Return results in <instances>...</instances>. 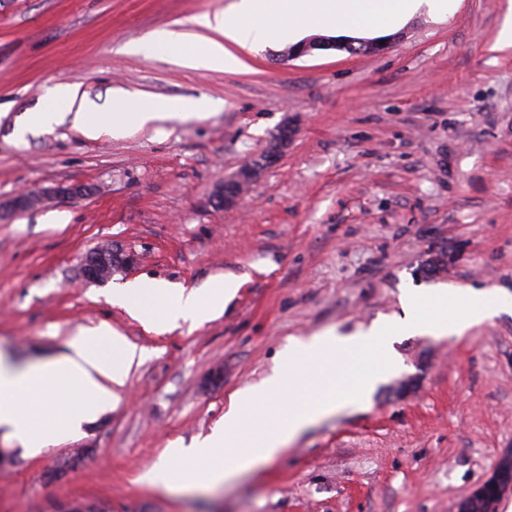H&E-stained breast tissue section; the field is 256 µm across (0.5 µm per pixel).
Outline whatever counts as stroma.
<instances>
[{
    "instance_id": "35a3bbf8",
    "label": "stroma",
    "mask_w": 512,
    "mask_h": 512,
    "mask_svg": "<svg viewBox=\"0 0 512 512\" xmlns=\"http://www.w3.org/2000/svg\"><path fill=\"white\" fill-rule=\"evenodd\" d=\"M229 0H0V199L81 184L87 196L0 221V352L17 362L67 351L108 324L142 358L110 411L35 455L0 435V512H457L512 450V314L461 336L393 337L394 368L367 404L347 400L272 462L181 491L139 482L171 442L224 419L289 341L403 319L405 289L512 295V50L491 51L512 0H463L444 23L420 14L385 48H280L248 70H193L119 53ZM105 104L207 97V118L87 138L72 120L17 139L56 84ZM279 162L233 210L209 198L259 158L284 122ZM112 243L137 263L105 284L76 279ZM442 259L445 269H420ZM235 277L236 296L201 325L157 328L110 301L135 279L185 289Z\"/></svg>"
}]
</instances>
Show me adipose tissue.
<instances>
[{"label": "adipose tissue", "instance_id": "ef3b65f1", "mask_svg": "<svg viewBox=\"0 0 512 512\" xmlns=\"http://www.w3.org/2000/svg\"><path fill=\"white\" fill-rule=\"evenodd\" d=\"M461 0H231L220 12L190 20V29L166 28L124 44L127 53L169 56L192 69H246L244 51L269 43L295 44L311 31L377 36L424 12L444 20ZM216 104L201 97L147 101L122 90L107 107L78 98L73 85L55 86L31 112L28 124L49 129L72 117L89 137L102 130L123 136L130 128L162 120L206 118ZM239 283L225 279L212 288L185 291L163 281L135 280L116 289L112 301L155 326L208 321L235 297ZM137 349L107 325L80 330L69 353L25 367L0 356V431L35 454L55 440L79 431L83 422L117 404Z\"/></svg>", "mask_w": 512, "mask_h": 512}]
</instances>
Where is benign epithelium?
I'll use <instances>...</instances> for the list:
<instances>
[{
    "label": "benign epithelium",
    "instance_id": "obj_1",
    "mask_svg": "<svg viewBox=\"0 0 512 512\" xmlns=\"http://www.w3.org/2000/svg\"><path fill=\"white\" fill-rule=\"evenodd\" d=\"M333 47H335V44L329 41L314 40L290 48L287 56L293 59L309 54L317 49ZM294 134L295 129L292 125L287 122L281 125L272 136L266 152L260 159L247 163L233 174L224 177V184L215 190L210 197L211 204L226 210L235 208L241 199L244 189L253 183L264 169L272 167L278 162L284 150L292 142ZM86 193L87 188L84 186L64 185L19 193L5 204L0 202V216L6 212L33 209L54 199L74 198L83 196ZM115 253L121 257L119 266L121 270L128 268L136 262V256L133 253L118 246H100L85 254L79 265V276L88 283L101 284L108 281L114 269L112 255ZM488 486L497 487L502 494L512 490V487L502 483L500 473L494 471L484 483L469 494L471 498L484 499V512H496L495 501L485 499V489Z\"/></svg>",
    "mask_w": 512,
    "mask_h": 512
}]
</instances>
